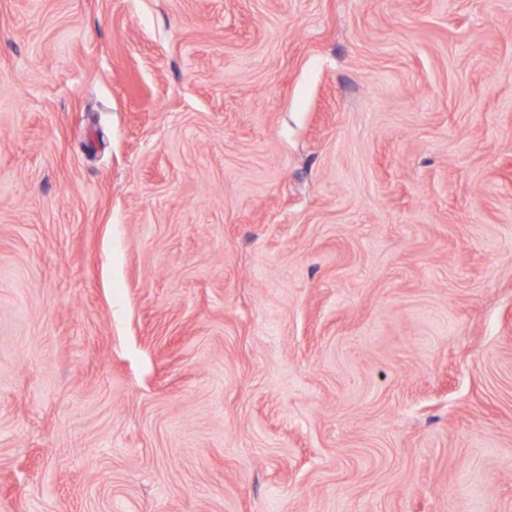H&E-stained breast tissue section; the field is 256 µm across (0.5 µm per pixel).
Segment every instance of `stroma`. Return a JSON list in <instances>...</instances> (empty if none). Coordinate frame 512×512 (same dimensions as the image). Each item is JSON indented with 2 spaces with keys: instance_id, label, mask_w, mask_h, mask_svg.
Returning a JSON list of instances; mask_svg holds the SVG:
<instances>
[{
  "instance_id": "1",
  "label": "stroma",
  "mask_w": 512,
  "mask_h": 512,
  "mask_svg": "<svg viewBox=\"0 0 512 512\" xmlns=\"http://www.w3.org/2000/svg\"><path fill=\"white\" fill-rule=\"evenodd\" d=\"M0 512H512V0H0Z\"/></svg>"
}]
</instances>
